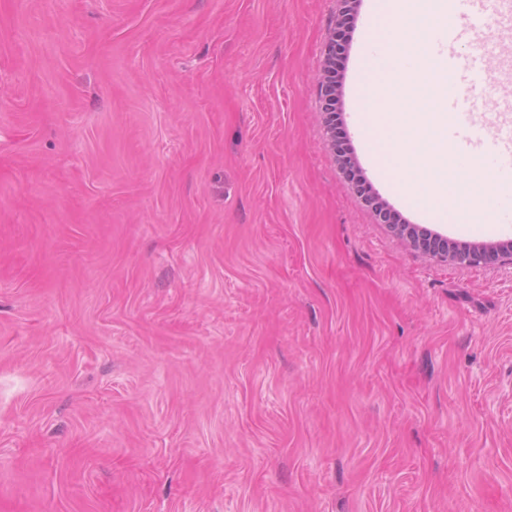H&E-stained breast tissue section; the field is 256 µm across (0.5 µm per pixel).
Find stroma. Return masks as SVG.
Instances as JSON below:
<instances>
[{
    "mask_svg": "<svg viewBox=\"0 0 512 512\" xmlns=\"http://www.w3.org/2000/svg\"><path fill=\"white\" fill-rule=\"evenodd\" d=\"M338 0H0V512H512V259L345 179ZM348 21L337 113L371 166ZM505 122L512 8L449 21ZM341 4L336 27L332 30L326 45L323 59L321 79L318 84V95L321 99V112L329 142L333 144L332 109L336 105L340 88V76L336 71V53L340 49L337 42L340 31L344 27L345 17L352 15L359 0H339ZM397 234L402 237V238H405L407 240V242L409 243V245L415 249V250H422V251H427L429 253H433L434 255H437L439 256L440 258H442L443 260L445 261H448L452 264H456V265H462V266H479L481 264H483L488 256L490 255H506L507 251H510V256H511V252H512V242L511 240L507 241L506 244L502 245L499 247V249L497 250H493V251H487L485 250L484 248H479V247H473V248H470V249H464V250H460V249H457L453 244H448V246H446V244L443 245V250L440 249V248H437L436 250L432 251V250H428L427 247L425 245H423L421 242H415L413 241L411 238H409V236L403 232L402 234L400 232H397Z\"/></svg>",
    "mask_w": 512,
    "mask_h": 512,
    "instance_id": "1",
    "label": "stroma"
}]
</instances>
